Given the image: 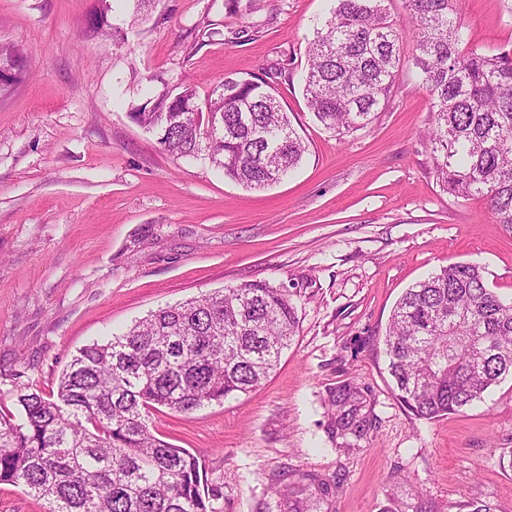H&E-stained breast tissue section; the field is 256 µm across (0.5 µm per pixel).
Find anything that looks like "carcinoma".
Here are the masks:
<instances>
[{
	"label": "carcinoma",
	"instance_id": "cac0c4a2",
	"mask_svg": "<svg viewBox=\"0 0 512 512\" xmlns=\"http://www.w3.org/2000/svg\"><path fill=\"white\" fill-rule=\"evenodd\" d=\"M386 0H335L308 44L304 92L314 118L337 135L371 124L388 102L410 42L432 100L434 172L454 197L486 201L512 226V48L467 47L454 0H404L411 28ZM90 30L114 41L122 23L95 14ZM12 72L0 96L28 76L27 61L0 43ZM133 119L178 158L203 157L242 186L260 190L296 168L306 145L273 84L237 78L200 96L163 84ZM223 122L216 132L211 122ZM298 328L288 293L249 283L161 308L123 334L80 349L46 394L14 385L19 419L0 416V484L23 487L50 512H216L223 487L197 456L159 438L151 412L191 413L259 388ZM400 403L428 420L455 414L512 375V303L486 288L483 270L456 263L407 289L384 339ZM327 434L349 450L368 440L375 416L367 390L327 388ZM328 485L300 473L281 493L286 512H313Z\"/></svg>",
	"mask_w": 512,
	"mask_h": 512
}]
</instances>
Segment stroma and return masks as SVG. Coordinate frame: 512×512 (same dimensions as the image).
<instances>
[{"label":"stroma","mask_w":512,"mask_h":512,"mask_svg":"<svg viewBox=\"0 0 512 512\" xmlns=\"http://www.w3.org/2000/svg\"><path fill=\"white\" fill-rule=\"evenodd\" d=\"M328 0H157L124 43L90 35L122 0H0V43L29 78L0 98V413L16 375L44 392L77 351L166 305L241 284L286 290L299 329L263 386L190 414L153 413L156 435L222 484L218 512H280L291 475L338 483L320 512H512V376L461 412L415 417L395 396L383 338L402 293L440 268L481 266L512 300V227L485 201L448 195L425 137L429 93L405 59L368 128L338 136L303 92ZM471 47L512 45V0H456ZM248 41L233 39L237 29ZM308 151L251 191L207 161L163 151L130 116L150 88L264 75ZM368 390L371 441L330 442L327 387Z\"/></svg>","instance_id":"35a3bbf8"}]
</instances>
